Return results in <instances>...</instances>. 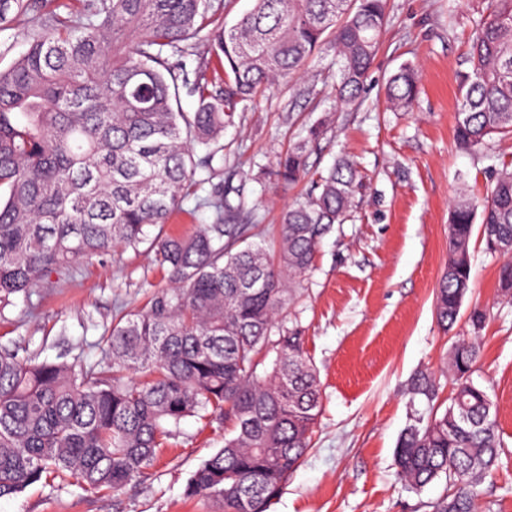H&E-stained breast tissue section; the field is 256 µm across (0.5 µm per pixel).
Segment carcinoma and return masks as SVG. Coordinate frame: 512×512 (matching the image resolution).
Returning a JSON list of instances; mask_svg holds the SVG:
<instances>
[{"mask_svg": "<svg viewBox=\"0 0 512 512\" xmlns=\"http://www.w3.org/2000/svg\"><path fill=\"white\" fill-rule=\"evenodd\" d=\"M30 36L0 70V300L30 294L50 273L124 244L149 243L171 286L112 325L110 366L37 361L0 351V498L47 473L114 493L143 481L180 422L202 412L229 424L224 447L192 473L187 494L220 498L224 512H267L310 449L321 408L317 370L298 327L283 314L313 265L321 238L344 223L361 187L339 159L306 197L282 212L271 245H240L243 187L218 185L214 222L188 237L163 227L196 184L217 174L224 128L270 84L293 77L327 48L339 80L336 107L356 106L381 46L387 0H254L230 27L227 0H76ZM219 61L224 77L210 71ZM471 69L460 86L457 142L468 149L512 135V0H491L475 21ZM405 63L387 80L386 104L409 110L418 91ZM196 98L177 107L176 89ZM327 132L312 124L277 161L295 183ZM205 151L199 153L195 146ZM448 264L436 292L445 331L460 317L477 234L500 253L498 283L512 281V168L486 197L449 205ZM275 353L272 369L259 367ZM475 336L448 356L453 392L435 404L431 376H416L414 413L394 450L397 474L416 493L442 481L431 512H474L499 459L497 412L472 373Z\"/></svg>", "mask_w": 512, "mask_h": 512, "instance_id": "carcinoma-1", "label": "carcinoma"}]
</instances>
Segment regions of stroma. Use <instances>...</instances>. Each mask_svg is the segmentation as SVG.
Segmentation results:
<instances>
[{
  "label": "stroma",
  "mask_w": 512,
  "mask_h": 512,
  "mask_svg": "<svg viewBox=\"0 0 512 512\" xmlns=\"http://www.w3.org/2000/svg\"><path fill=\"white\" fill-rule=\"evenodd\" d=\"M61 0H31L30 10L0 23V70L28 49L32 29ZM488 0H389V23L365 92L340 111L330 93L297 96L299 79L267 87L240 123L226 128L227 161L254 179L245 188L250 220L240 234L269 243L283 210L306 195L312 179L339 158L364 176L345 223L321 241L300 295L286 313L298 325L317 370L322 408L312 447L267 512H429L443 484L415 493L396 477L394 449L411 414L409 389L430 374L448 398L446 373L455 334H470L469 315H486L481 359L472 378L497 407L499 464L483 489L480 512H512V300L498 291L501 257L472 238L470 292L456 333L439 326L434 296L448 260L449 204L460 190L484 196L497 169L512 163V139L465 150L454 140L459 88L470 65L468 42ZM404 63L420 75L410 111L384 102L386 80ZM330 125L309 158L310 176L288 185L274 174L277 157L321 119ZM202 184L173 212L164 230L190 235L212 223L198 200ZM168 278L148 244L119 247L51 274L30 297L0 302V346L24 357L106 366L98 348L118 315L142 310ZM225 427L182 420L150 477L117 494L92 491L67 477L45 476L21 494L0 498V512H224L215 499L186 494L195 469L224 446Z\"/></svg>",
  "instance_id": "stroma-1"
}]
</instances>
